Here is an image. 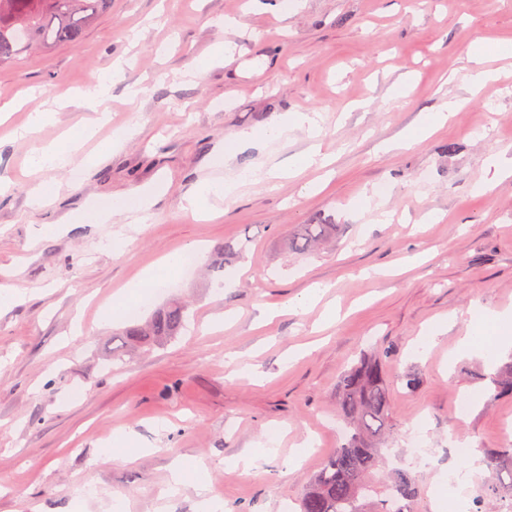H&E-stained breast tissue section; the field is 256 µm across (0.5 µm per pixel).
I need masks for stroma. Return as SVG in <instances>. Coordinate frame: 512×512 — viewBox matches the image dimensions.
Instances as JSON below:
<instances>
[{
	"mask_svg": "<svg viewBox=\"0 0 512 512\" xmlns=\"http://www.w3.org/2000/svg\"><path fill=\"white\" fill-rule=\"evenodd\" d=\"M497 39H512V0H112L79 46L1 68L0 105L21 104L11 126L98 78L109 87L110 119L78 151L88 164L77 180L65 166L32 173L30 151L87 113L55 109L23 139L0 129V177L13 182L0 197V286L21 293L0 306V512H113L116 495L124 512H197L193 480L168 491L177 459L207 465L210 492L228 512H299L307 481L342 442L330 425L341 371L372 345L392 385L388 465H407L409 428L426 418L422 446L436 466L416 468L423 493L414 510L436 512L452 439L497 448L512 426V395L490 397L472 378L484 359H448L474 326L473 306L512 309V177L474 190L487 155L512 153V57L487 60L496 81L475 88L467 78L472 46ZM221 42L232 52L209 63ZM451 98L460 106L444 128L385 151ZM313 110L331 166L267 180L268 168L313 140L292 130L275 143L247 141L218 170L245 180L223 216L183 211V197L217 171L227 136ZM122 127L133 133L113 146ZM40 181L55 189L45 207L30 198ZM155 184L166 191L146 223L64 221ZM378 186L389 191L384 223L354 209ZM321 221L336 224L335 238L309 254L289 251L300 225ZM47 224L56 231L46 237ZM117 237L124 249H113ZM227 240L246 249L226 269L233 286L221 289L207 264ZM190 242L201 247L193 278L104 321L113 296ZM315 282L329 287L323 303L293 309ZM173 298L191 304L188 330L108 368L115 332ZM268 305L281 314L262 319ZM441 320L446 332L427 344ZM230 355L260 378L231 373ZM409 372L421 379L412 392L401 383ZM463 397L472 408L459 424ZM124 428L137 452L120 462L110 448ZM274 428L277 450L262 470L236 468ZM307 438L313 448L287 472Z\"/></svg>",
	"mask_w": 512,
	"mask_h": 512,
	"instance_id": "35a3bbf8",
	"label": "stroma"
}]
</instances>
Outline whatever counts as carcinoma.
<instances>
[{
	"mask_svg": "<svg viewBox=\"0 0 512 512\" xmlns=\"http://www.w3.org/2000/svg\"><path fill=\"white\" fill-rule=\"evenodd\" d=\"M112 7V0H0V67L36 49L76 47L86 30ZM336 235L334 224H303L288 240V248L305 254L320 241ZM244 247L222 243L214 251L209 275L224 276L225 266ZM187 308L169 301L143 323L119 331L122 345L112 350L111 364H125L132 348H150L170 341L186 327ZM488 393H512V362L493 373L479 372ZM336 406L345 425L343 442L310 478L300 500V512H411L421 486L411 468H398L384 479L382 441L395 429L391 389L380 355L364 351L347 366L337 384ZM484 464L495 474L484 497L497 500L512 494V444L489 450Z\"/></svg>",
	"mask_w": 512,
	"mask_h": 512,
	"instance_id": "1",
	"label": "carcinoma"
}]
</instances>
